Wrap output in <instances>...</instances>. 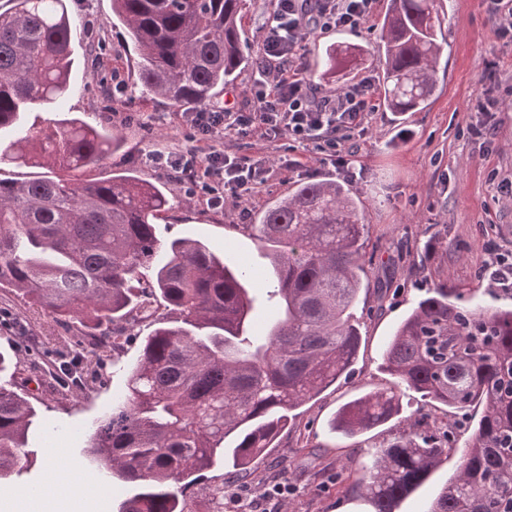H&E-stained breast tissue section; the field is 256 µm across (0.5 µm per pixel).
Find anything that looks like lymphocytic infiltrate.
Instances as JSON below:
<instances>
[{"label": "lymphocytic infiltrate", "instance_id": "f902f5d3", "mask_svg": "<svg viewBox=\"0 0 512 512\" xmlns=\"http://www.w3.org/2000/svg\"><path fill=\"white\" fill-rule=\"evenodd\" d=\"M376 0H272L263 28L261 61L251 81V108L246 112L206 109L182 115L189 136L205 142L206 154L188 149L179 154L151 152L149 164L170 172L177 184L190 185L198 201L223 207L226 198L245 203L266 184L265 162L227 154L228 136L249 130L266 138L288 137L326 153L330 162L348 167L342 143L366 135L373 112L375 82L366 77L331 96H316L297 64L307 35L336 28L357 30L368 23Z\"/></svg>", "mask_w": 512, "mask_h": 512}]
</instances>
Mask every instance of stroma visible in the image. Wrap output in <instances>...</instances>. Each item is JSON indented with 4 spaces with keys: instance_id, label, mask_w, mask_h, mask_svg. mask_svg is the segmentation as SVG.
<instances>
[{
    "instance_id": "35a3bbf8",
    "label": "stroma",
    "mask_w": 512,
    "mask_h": 512,
    "mask_svg": "<svg viewBox=\"0 0 512 512\" xmlns=\"http://www.w3.org/2000/svg\"><path fill=\"white\" fill-rule=\"evenodd\" d=\"M67 6L77 28V54L91 61L73 71L64 100L49 110L32 108L27 120L76 116L110 126L121 141L119 149L111 159L86 168L82 178L107 180L126 171L171 185L177 203L156 224L160 239L198 240L230 264L249 265L265 277L268 260L246 227L266 203L288 196L310 177L348 180L360 201L367 286L354 309L361 344L352 375L299 407L276 447L225 488V495L285 480L296 493L277 512H369L365 497L352 488L368 451L406 436L423 416L465 441L468 433L460 414L410 391L401 393L397 415L367 433L343 437L330 431L328 421L342 404L393 388L394 379L383 368L386 345L403 315L434 289H458L471 305L486 310L512 308V286L491 288L481 276L490 260L487 242L512 250V200L496 191L498 182L512 179V40L497 36L484 0H444L447 47L428 105L400 117L376 106L370 132L353 142L348 168L322 161L319 151L288 137L270 140L250 132L226 138V151L266 161L273 171L245 206L228 203L217 210L190 199L166 171L144 162L150 151L180 153L190 142L175 108L135 93L133 57L122 29L112 24V0H67ZM387 8L388 0H376L364 27L323 30L306 38L301 64L319 94L380 74L382 64L372 56L339 80L319 78L325 47L342 39L375 44ZM486 88L500 106L495 130L484 143L471 138L469 129L479 119L476 100ZM283 157L301 161V168L278 169ZM0 312L26 320L22 328L0 322V353L6 358L0 378L23 384L36 411L27 440L33 463L11 483H39L46 453L57 446L66 451L60 462L62 480L79 486L94 474L82 452L90 426L124 390V368L136 362L140 340L151 327L143 322L131 328L118 366L108 368L104 381L88 378L83 385L63 389L54 385L52 375L61 361L80 352L72 332L5 290H0Z\"/></svg>"
}]
</instances>
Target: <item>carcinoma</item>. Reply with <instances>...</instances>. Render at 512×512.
Instances as JSON below:
<instances>
[{
  "label": "carcinoma",
  "mask_w": 512,
  "mask_h": 512,
  "mask_svg": "<svg viewBox=\"0 0 512 512\" xmlns=\"http://www.w3.org/2000/svg\"><path fill=\"white\" fill-rule=\"evenodd\" d=\"M0 11V164L61 168L68 174L0 178V288L65 324L91 329L94 375L115 362L121 321L157 320L128 371L126 392L91 426L84 455L112 492L135 493L118 512H193L185 489L224 470L239 475L294 411L336 384L359 346L353 308L364 287L363 217L352 188L311 180L270 202L248 225L274 276V310L255 328L249 275L201 242H169L155 221L172 207L163 183L128 173L84 181L80 170L112 157V132L83 121L44 120L25 128L30 108L70 91L74 27L66 0H10ZM259 0H112V17L137 53L140 93L175 107H206L250 68L241 19ZM441 0H389L379 41L325 48L322 76L376 55L386 111L418 112L433 96L444 53ZM396 387L424 399L482 413L461 450L456 474L428 512H512V310L488 312L438 290L417 302L384 352ZM393 391L344 406V436L387 423ZM30 403L0 382V482L29 464ZM452 449L431 425L377 449L360 488L373 512H397Z\"/></svg>",
  "instance_id": "1"
}]
</instances>
